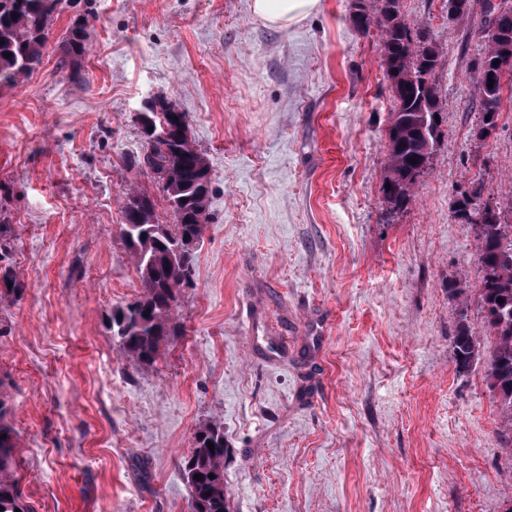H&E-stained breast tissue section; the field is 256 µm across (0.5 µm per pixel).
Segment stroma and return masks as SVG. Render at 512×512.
Here are the masks:
<instances>
[{"mask_svg":"<svg viewBox=\"0 0 512 512\" xmlns=\"http://www.w3.org/2000/svg\"><path fill=\"white\" fill-rule=\"evenodd\" d=\"M487 0H402L442 51L438 141L387 218L394 108L381 40L351 0L280 29L251 0H64L51 27L91 40L76 67L46 51L0 89V398L29 512H189L181 464L218 419L233 512H505L512 429L483 365L456 371L448 284L478 288V235L458 191L512 210V121L477 126ZM79 80H72L71 72ZM185 112L212 192L184 332L133 367L110 316L138 298L122 198L154 98Z\"/></svg>","mask_w":512,"mask_h":512,"instance_id":"stroma-1","label":"stroma"}]
</instances>
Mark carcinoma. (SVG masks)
<instances>
[{"label":"carcinoma","instance_id":"1","mask_svg":"<svg viewBox=\"0 0 512 512\" xmlns=\"http://www.w3.org/2000/svg\"><path fill=\"white\" fill-rule=\"evenodd\" d=\"M378 2L380 6L372 12L366 0H358L352 20L358 32L367 34L375 28L381 38L384 76L395 103L387 127L384 183L389 188L382 192L387 211L396 214L409 204L434 153L438 96L432 75L440 50L434 42L415 36L406 23L401 0ZM61 4L62 0H0V87L15 84L42 64L51 23ZM14 13L18 14L15 20ZM488 13L486 46L477 63L483 74L477 82L480 138L490 135L499 117L504 76H496L499 68L493 62L512 58V8L498 13L491 7ZM88 42L86 25L77 23L57 43L56 51L62 61L72 63L84 55ZM490 79L494 80L491 88ZM196 158L194 144L166 141L148 144L143 157L131 164L150 171L156 183H170L179 189V193L166 197L174 217L169 225L153 223L154 200L149 194L131 189L123 198L121 237L137 266L141 294L112 314V332L125 358L139 367L152 365L161 348L182 335V325L172 316L173 303L180 289L192 284L195 246L205 231V225L198 221L199 207L208 204L211 193V185H201L196 179ZM452 213L458 222L478 228L479 301L493 346L488 351L483 348L482 338L468 320V289L462 282L452 281L448 298L458 314L451 358L458 371L486 361L489 385L498 398L501 416L512 425V221L487 203H475L465 191L454 201ZM8 415V405L0 398V512H29L17 476L19 443ZM209 441L214 445L212 450ZM226 456L223 423L200 426L182 466L197 512H232L224 490ZM197 474L202 479H194Z\"/></svg>","mask_w":512,"mask_h":512}]
</instances>
